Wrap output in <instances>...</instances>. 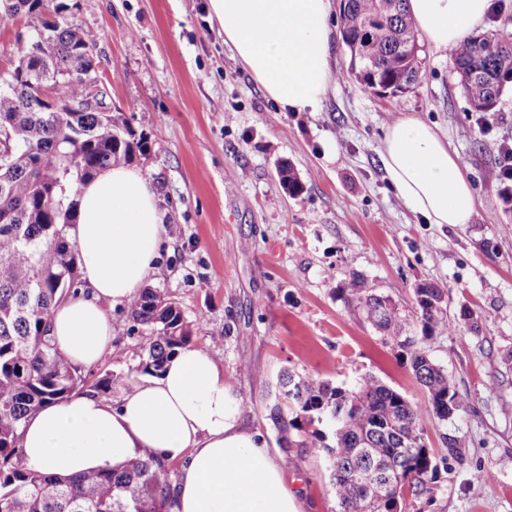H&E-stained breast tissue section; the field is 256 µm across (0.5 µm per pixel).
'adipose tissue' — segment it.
I'll return each instance as SVG.
<instances>
[{"mask_svg": "<svg viewBox=\"0 0 512 512\" xmlns=\"http://www.w3.org/2000/svg\"><path fill=\"white\" fill-rule=\"evenodd\" d=\"M224 44L281 111L315 112L329 87L334 0H209ZM438 50L484 25L491 0H409ZM380 159L405 206L431 224H467L478 199L456 152L429 125L404 117L384 133ZM166 230L150 181L115 166L87 182L71 230L83 285L56 306L50 336L73 364L95 366L112 345L111 308L128 304L156 267ZM30 468L77 474L123 467L142 449L181 462L173 512H300L280 456L259 443L218 363L186 346L120 404L78 391L26 420Z\"/></svg>", "mask_w": 512, "mask_h": 512, "instance_id": "obj_1", "label": "adipose tissue"}]
</instances>
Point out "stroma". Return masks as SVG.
<instances>
[{"mask_svg":"<svg viewBox=\"0 0 512 512\" xmlns=\"http://www.w3.org/2000/svg\"><path fill=\"white\" fill-rule=\"evenodd\" d=\"M69 3L106 109L148 141L134 164L155 189L168 238L147 284L179 304L193 345L218 361L267 447L293 457L288 484L301 512H336V498L323 461L287 447L269 416L280 374L345 388L370 375L426 401L405 357L349 300L354 279L389 297L413 336L422 333L413 290L438 284L456 327L427 349L465 407L425 429L429 447L449 434L465 452L406 512H512V204L494 178L499 148L512 141V91L496 111L474 112L447 52L424 42L418 82L377 95L351 78L340 43L319 111L283 112L225 47L209 0ZM398 117L426 123L457 151L480 199L471 223L429 224L399 200L379 157ZM283 165L299 194L281 185ZM112 325L92 373L137 380L150 333L118 307Z\"/></svg>","mask_w":512,"mask_h":512,"instance_id":"1","label":"stroma"}]
</instances>
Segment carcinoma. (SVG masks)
Listing matches in <instances>:
<instances>
[{
  "label": "carcinoma",
  "mask_w": 512,
  "mask_h": 512,
  "mask_svg": "<svg viewBox=\"0 0 512 512\" xmlns=\"http://www.w3.org/2000/svg\"><path fill=\"white\" fill-rule=\"evenodd\" d=\"M67 9L56 0H0V14L37 20L34 33L18 41L11 81L0 86V150L10 151L0 159V512H173L169 462L149 448L119 470L65 475L30 468L19 444L30 415L75 391L110 397L124 381L107 372L87 383L49 336L53 308L81 283L69 230L83 184L147 151L146 141L110 112H68L36 96L40 84L53 87L60 104L88 94L94 58L83 31L66 22ZM340 20L341 36L360 40L362 65L376 73L377 84L406 93L421 72L420 58L406 51L417 39L406 0H397L392 17L382 0H347ZM451 63L471 107L491 112L512 86V37L469 35L454 46ZM279 176L289 194L302 190L290 166H281ZM349 291L365 319L405 354L427 404L410 402L372 376L347 389L285 372L270 416L282 440L324 461L337 512H397L408 497L428 490L438 470L424 419L444 423L465 405L426 350L435 335L453 328L444 316V289L436 284L414 288L419 338L407 335L406 319L389 298L355 278ZM129 311L151 334L137 372L157 375L176 349L190 344L192 326L179 305L154 288L142 289ZM443 444V461L465 447L450 435Z\"/></svg>",
  "instance_id": "obj_1"
}]
</instances>
